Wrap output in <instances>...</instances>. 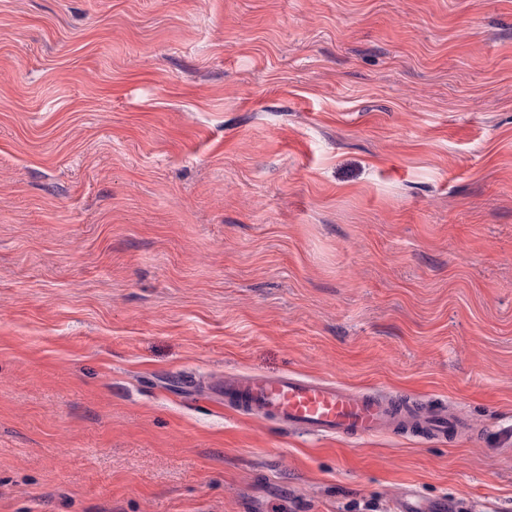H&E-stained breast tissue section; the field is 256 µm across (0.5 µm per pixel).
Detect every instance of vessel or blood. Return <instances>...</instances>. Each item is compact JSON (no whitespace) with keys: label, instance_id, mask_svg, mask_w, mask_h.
Here are the masks:
<instances>
[{"label":"vessel or blood","instance_id":"vessel-or-blood-1","mask_svg":"<svg viewBox=\"0 0 512 512\" xmlns=\"http://www.w3.org/2000/svg\"><path fill=\"white\" fill-rule=\"evenodd\" d=\"M224 404L287 428L344 440L399 431L436 439L463 429L447 407L415 411L393 397L360 394L299 374H250L225 382Z\"/></svg>","mask_w":512,"mask_h":512}]
</instances>
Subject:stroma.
<instances>
[{"mask_svg":"<svg viewBox=\"0 0 512 512\" xmlns=\"http://www.w3.org/2000/svg\"><path fill=\"white\" fill-rule=\"evenodd\" d=\"M298 373L471 434L243 417ZM512 512V0H0V512Z\"/></svg>","mask_w":512,"mask_h":512,"instance_id":"35a3bbf8","label":"stroma"}]
</instances>
